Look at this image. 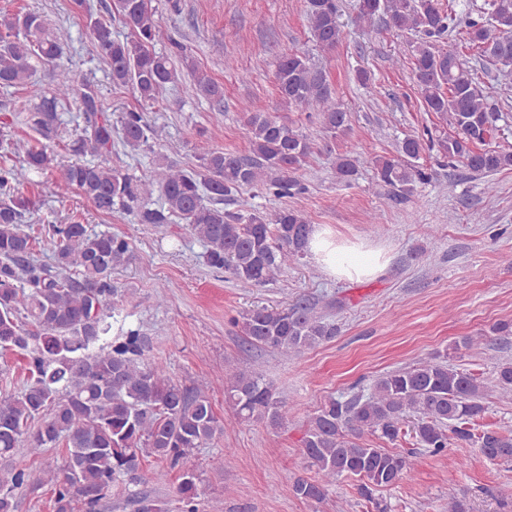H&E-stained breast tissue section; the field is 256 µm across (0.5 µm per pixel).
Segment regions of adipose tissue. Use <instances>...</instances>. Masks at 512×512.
<instances>
[{
  "instance_id": "1",
  "label": "adipose tissue",
  "mask_w": 512,
  "mask_h": 512,
  "mask_svg": "<svg viewBox=\"0 0 512 512\" xmlns=\"http://www.w3.org/2000/svg\"><path fill=\"white\" fill-rule=\"evenodd\" d=\"M311 258L330 276L360 280L380 275L390 262L383 248L342 241L324 227H314L307 244Z\"/></svg>"
}]
</instances>
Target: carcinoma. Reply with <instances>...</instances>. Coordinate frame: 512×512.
<instances>
[{"mask_svg": "<svg viewBox=\"0 0 512 512\" xmlns=\"http://www.w3.org/2000/svg\"><path fill=\"white\" fill-rule=\"evenodd\" d=\"M113 6L131 37L117 39L112 23L89 11L93 47L113 85L153 102L177 83L179 74L171 58L155 50L159 25L151 0H113ZM306 16L316 45L334 51L343 38L340 0H306ZM358 19L368 26L382 19L413 36V73L422 106L455 130L437 141L448 165L460 163L482 175L512 170V150L493 145L498 102L512 98V83L487 88L457 48L441 47L454 32L477 52L484 74H512V0H485L483 8L461 11L443 8L440 0H358ZM0 26V89L9 93L21 86L42 99L26 115L41 137L38 144L0 140V352L17 353L26 371L19 392L0 395V458L36 456L59 446L66 450L62 466L42 474L1 467L0 512H16L17 491L45 485L54 512H75L78 506L98 512L120 481L164 483L174 471L181 512H198L191 455L224 434V420L205 393L178 384L166 364L149 357V338L118 308L122 290L112 282V271L130 260V240L91 232L76 218L50 224L35 236L26 230L32 224L31 200L23 187L30 173L46 172L102 214L121 212L138 224L181 221L203 243L210 268L260 286L304 258L312 225L296 207L242 214L224 209V199L256 186L278 198L303 194L300 172L314 144L270 114L247 108L250 156L213 148L193 168L167 163L156 187L110 163L114 140L136 152L157 139L158 130L144 113L130 109L112 124L93 82L64 61L63 35L41 15L17 13ZM36 62L55 72L56 86L48 97L30 81ZM186 68L198 96L213 111H222L223 86L192 63ZM275 78L284 107L316 115L333 137L350 129L348 112L307 53L283 56ZM73 103L84 131L58 152L53 145L65 138L59 108ZM425 146L424 139L411 135L401 141L397 155L373 160L379 181L402 198L430 182L433 174L417 165ZM361 163L357 156L338 155L333 173L347 181ZM39 251L51 253L52 264L37 263ZM231 323L249 344L295 355L336 334L317 307L305 302L256 306ZM451 359L438 354L380 376L366 394L329 397L303 437V453L315 476L296 479L293 494L321 503L338 478L353 475L360 480L361 496L371 500L374 491L403 480L415 448L404 454L378 448L362 442L366 433L389 443L408 435L416 448L434 454L455 438L477 445L490 461H511V433L477 435L471 425L484 415L488 393L512 398V362L500 363L488 381ZM224 402L240 421L264 418L274 429L288 422V408L269 384L229 364ZM148 457L165 466L144 469ZM133 502L136 512H168L162 500L143 491Z\"/></svg>", "mask_w": 512, "mask_h": 512, "instance_id": "cac0c4a2", "label": "carcinoma"}]
</instances>
